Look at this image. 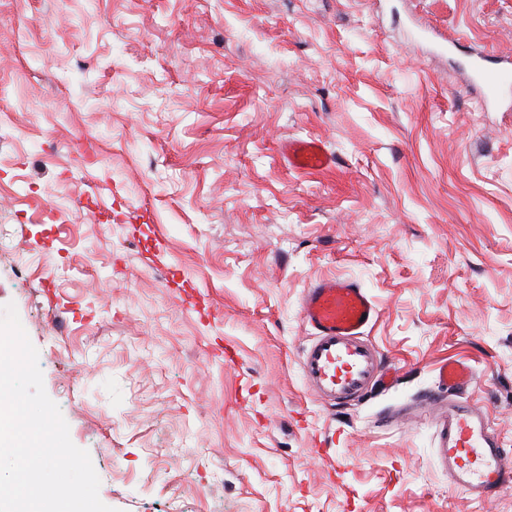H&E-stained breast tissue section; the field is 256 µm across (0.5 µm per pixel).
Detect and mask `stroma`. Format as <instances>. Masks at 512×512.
Wrapping results in <instances>:
<instances>
[{
	"label": "stroma",
	"instance_id": "stroma-1",
	"mask_svg": "<svg viewBox=\"0 0 512 512\" xmlns=\"http://www.w3.org/2000/svg\"><path fill=\"white\" fill-rule=\"evenodd\" d=\"M512 0H0V306L115 512H512L437 456L436 366L512 449ZM291 140L335 164L289 166ZM358 282L397 376L300 369ZM487 56H468L467 66L473 85L482 93L485 104L498 100L506 91L512 94V69H492ZM300 317L313 335L303 349L300 367L323 400L346 404L361 399L377 384L395 382L389 363L365 336L378 319L379 308L358 283L316 280L301 297ZM472 378L471 368L463 363L446 362L438 367L439 384L448 387V391L467 384Z\"/></svg>",
	"mask_w": 512,
	"mask_h": 512
}]
</instances>
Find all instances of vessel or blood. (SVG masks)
I'll return each instance as SVG.
<instances>
[{"instance_id":"b4317fda","label":"vessel or blood","mask_w":512,"mask_h":512,"mask_svg":"<svg viewBox=\"0 0 512 512\" xmlns=\"http://www.w3.org/2000/svg\"><path fill=\"white\" fill-rule=\"evenodd\" d=\"M473 85L483 102L512 93V69H492L483 56L467 60ZM289 163L304 171H324L334 159L316 140L288 142ZM300 317L313 338L303 352L300 367L313 391L332 405L346 404L366 395L379 384H393V372L366 330L379 317V308L365 288L348 279L325 278L313 282L300 300ZM473 378L471 368L446 362L438 380L456 389ZM438 456L450 483L471 498L490 502L512 487V453L493 427L483 407L449 400L438 421Z\"/></svg>"}]
</instances>
